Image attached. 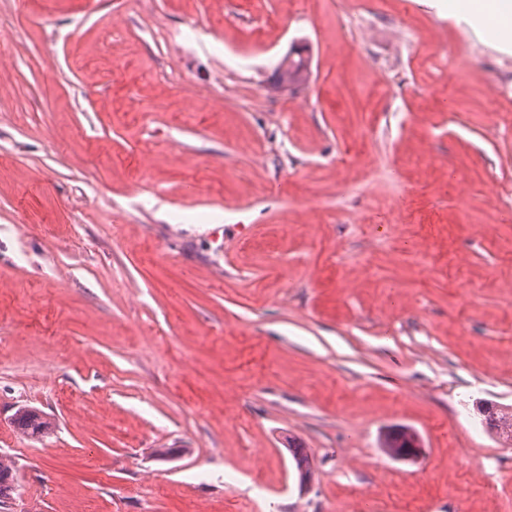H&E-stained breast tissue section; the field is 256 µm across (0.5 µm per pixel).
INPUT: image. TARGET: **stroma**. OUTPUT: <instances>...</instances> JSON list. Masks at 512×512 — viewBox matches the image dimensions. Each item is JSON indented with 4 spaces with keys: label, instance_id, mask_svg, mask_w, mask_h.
I'll list each match as a JSON object with an SVG mask.
<instances>
[{
    "label": "stroma",
    "instance_id": "1",
    "mask_svg": "<svg viewBox=\"0 0 512 512\" xmlns=\"http://www.w3.org/2000/svg\"><path fill=\"white\" fill-rule=\"evenodd\" d=\"M27 2L0 0L11 512H512L477 412L512 406V44L424 0ZM17 426L30 437H39L47 433L50 423L34 410L24 409L15 416ZM402 432L404 433L408 442V448L395 446L396 439L392 436L391 429L386 434H384L383 447L387 448L390 455L395 459L412 460L417 458L421 452L422 447L419 436H417L409 429H402ZM396 448L401 449L399 450Z\"/></svg>",
    "mask_w": 512,
    "mask_h": 512
}]
</instances>
